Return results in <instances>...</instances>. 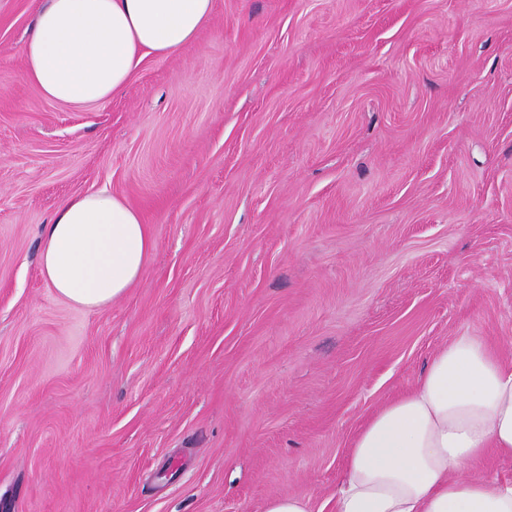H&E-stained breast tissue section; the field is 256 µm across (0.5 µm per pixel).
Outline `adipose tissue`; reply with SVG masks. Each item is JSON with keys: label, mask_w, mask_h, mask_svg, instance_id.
Here are the masks:
<instances>
[{"label": "adipose tissue", "mask_w": 512, "mask_h": 512, "mask_svg": "<svg viewBox=\"0 0 512 512\" xmlns=\"http://www.w3.org/2000/svg\"><path fill=\"white\" fill-rule=\"evenodd\" d=\"M212 11L213 0H48L21 48L25 75L55 102L107 101L145 54L178 53ZM153 247L139 211L102 190L59 206L40 272L65 302L101 308L139 280ZM490 452L512 459V365L481 337L459 336L359 432L334 512H512V480L459 472Z\"/></svg>", "instance_id": "ef3b65f1"}]
</instances>
